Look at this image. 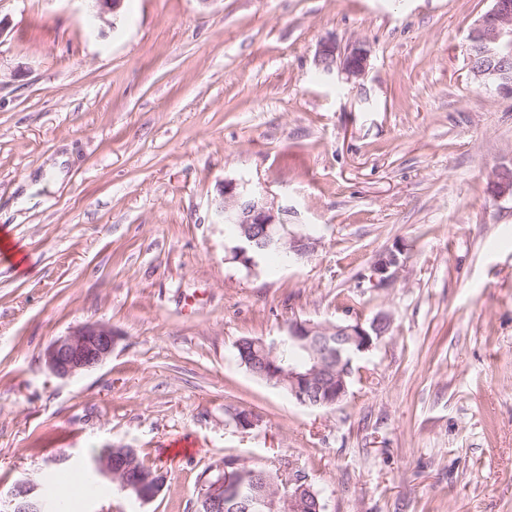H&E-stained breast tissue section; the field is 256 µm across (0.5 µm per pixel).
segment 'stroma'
<instances>
[{
    "label": "stroma",
    "instance_id": "35a3bbf8",
    "mask_svg": "<svg viewBox=\"0 0 512 512\" xmlns=\"http://www.w3.org/2000/svg\"><path fill=\"white\" fill-rule=\"evenodd\" d=\"M492 0H0V489L94 448L162 471L69 512H195L228 457L306 472L324 512H512V98L469 72ZM370 49L324 73L322 41ZM248 180L319 244L250 273L213 201ZM405 263L371 279L383 252ZM347 397L299 404L241 365L292 320L370 322ZM86 322L118 338L54 377ZM252 412L254 429L232 416ZM65 464H57V457ZM370 52L362 44H355L347 52L339 55L341 71L347 78L360 77L365 74ZM118 336L105 323H84L51 342L43 357L50 373L71 378L105 362L112 354Z\"/></svg>",
    "mask_w": 512,
    "mask_h": 512
}]
</instances>
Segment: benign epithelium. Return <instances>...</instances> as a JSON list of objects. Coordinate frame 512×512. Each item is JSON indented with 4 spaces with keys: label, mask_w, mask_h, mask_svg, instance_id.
Listing matches in <instances>:
<instances>
[{
    "label": "benign epithelium",
    "mask_w": 512,
    "mask_h": 512,
    "mask_svg": "<svg viewBox=\"0 0 512 512\" xmlns=\"http://www.w3.org/2000/svg\"><path fill=\"white\" fill-rule=\"evenodd\" d=\"M96 16L116 15L124 0H91ZM469 71L482 85H492L512 96V0H493L492 8L471 26L468 37ZM370 52L363 44H355L338 54L331 40L322 42L318 49V65L325 72L336 66L347 77L365 74ZM491 194L499 199H512V168L503 167L490 181ZM214 212L223 223L235 224L239 237L228 249L230 259L252 266V247L275 246L289 259L298 261L312 254L318 239L293 229L288 223V206L269 199L264 193L248 188L245 181L226 180L215 198ZM402 251L390 250L380 255L372 266V281L384 285L393 279L402 266ZM390 318L378 314L369 323L337 322L319 324L294 320L288 323V342L304 348L310 355V366L299 371L290 366L284 370L277 365L278 347H268L264 341L254 345L264 353L261 373L288 383V389L303 405H308V394L313 389L326 393L318 404L341 402L348 387L343 368L370 350L376 341L386 335ZM116 333L105 323H84L72 328L66 335L51 342L43 357L50 373L61 379L89 371L112 354ZM137 452L133 448L108 447L99 456L87 461L88 469L98 477L119 482L121 490L140 501H149L161 492L165 477L161 474L145 477L136 470ZM230 482L219 480L199 489L198 501L208 507L224 509ZM318 500L309 476L301 470L292 472L282 486L256 489L249 501L240 505L239 512H303L302 502ZM5 505L11 512H52L40 483L24 477L15 482L5 496Z\"/></svg>",
    "instance_id": "1"
}]
</instances>
